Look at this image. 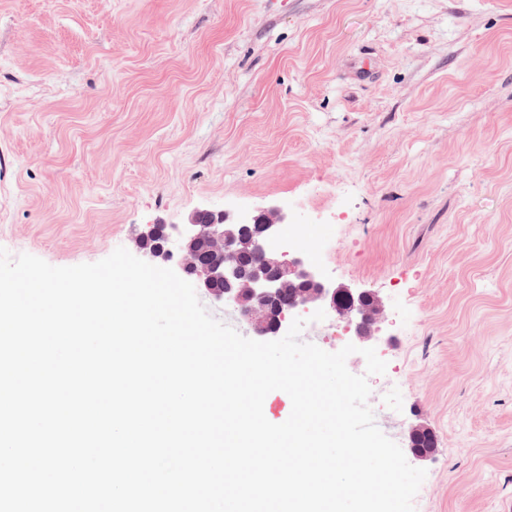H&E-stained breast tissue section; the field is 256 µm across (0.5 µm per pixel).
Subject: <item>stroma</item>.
<instances>
[{
	"label": "stroma",
	"instance_id": "1",
	"mask_svg": "<svg viewBox=\"0 0 512 512\" xmlns=\"http://www.w3.org/2000/svg\"><path fill=\"white\" fill-rule=\"evenodd\" d=\"M279 203L385 301L415 512H512V0H0V248L94 263ZM432 431L426 427L424 424L418 423L413 426H411L409 433H408V440H409V450L411 454L417 459V460H427L429 459L434 450H435V440H433L432 436L431 439L427 442H422V448H415L417 447V440L422 434H431Z\"/></svg>",
	"mask_w": 512,
	"mask_h": 512
}]
</instances>
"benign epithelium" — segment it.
I'll use <instances>...</instances> for the list:
<instances>
[{
    "mask_svg": "<svg viewBox=\"0 0 512 512\" xmlns=\"http://www.w3.org/2000/svg\"><path fill=\"white\" fill-rule=\"evenodd\" d=\"M290 223L288 213L274 204L257 209L247 217L231 218L224 211L197 210L182 224L159 222L153 231L161 243L146 245L149 233L142 232L135 247L154 264L168 266L200 289L209 299L236 309L258 336H281L288 327V315L269 309V300L281 289H304L300 301L291 306L321 308L346 322L351 339L357 343L378 341V325L384 314L380 296L368 291L330 283L301 252L264 247L280 226ZM242 252L257 255L253 270L246 274L236 259ZM346 296L347 304L339 303ZM431 430L418 423L408 433L409 450L418 460L429 459L434 449L417 447V440Z\"/></svg>",
    "mask_w": 512,
    "mask_h": 512,
    "instance_id": "obj_1",
    "label": "benign epithelium"
}]
</instances>
